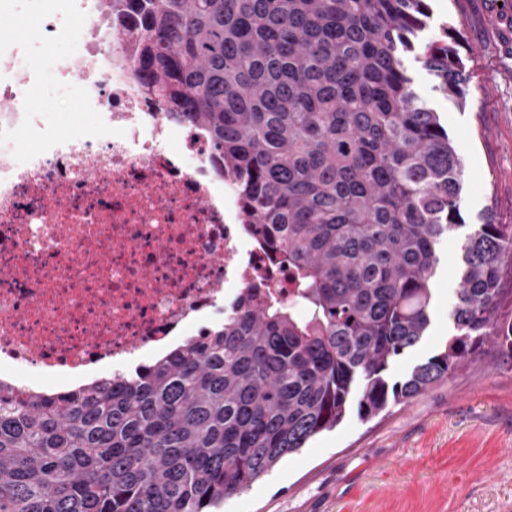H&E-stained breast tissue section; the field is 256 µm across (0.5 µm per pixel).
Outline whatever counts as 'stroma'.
I'll list each match as a JSON object with an SVG mask.
<instances>
[{"instance_id": "35a3bbf8", "label": "stroma", "mask_w": 512, "mask_h": 512, "mask_svg": "<svg viewBox=\"0 0 512 512\" xmlns=\"http://www.w3.org/2000/svg\"><path fill=\"white\" fill-rule=\"evenodd\" d=\"M421 37L460 32L469 75L464 106L415 67V88L440 115L464 166L465 227L443 242L432 280V324L424 341L392 368L406 374L445 347L459 286L457 261L468 227L493 209L512 224V0H428ZM220 512H512V365L494 348L405 405L361 422L348 413L271 472L228 499Z\"/></svg>"}]
</instances>
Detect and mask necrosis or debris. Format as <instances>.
<instances>
[{
    "mask_svg": "<svg viewBox=\"0 0 512 512\" xmlns=\"http://www.w3.org/2000/svg\"><path fill=\"white\" fill-rule=\"evenodd\" d=\"M44 12L38 35L0 36V382L118 372L293 280L242 229L206 137L144 98L120 48L97 37L98 0ZM69 43L43 57L46 44ZM81 98L94 121L57 132L29 96ZM40 151L24 154L23 138Z\"/></svg>",
    "mask_w": 512,
    "mask_h": 512,
    "instance_id": "4bbe7bcc",
    "label": "necrosis or debris"
}]
</instances>
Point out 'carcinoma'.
<instances>
[{
	"label": "carcinoma",
	"instance_id": "obj_1",
	"mask_svg": "<svg viewBox=\"0 0 512 512\" xmlns=\"http://www.w3.org/2000/svg\"><path fill=\"white\" fill-rule=\"evenodd\" d=\"M145 96L200 129L292 300L250 295L144 371L64 393L0 390V512H215L354 408L407 404L491 341L512 360V224L474 225L455 334L424 338L463 164L409 59L463 103L448 25L416 53L426 0H105Z\"/></svg>",
	"mask_w": 512,
	"mask_h": 512
}]
</instances>
